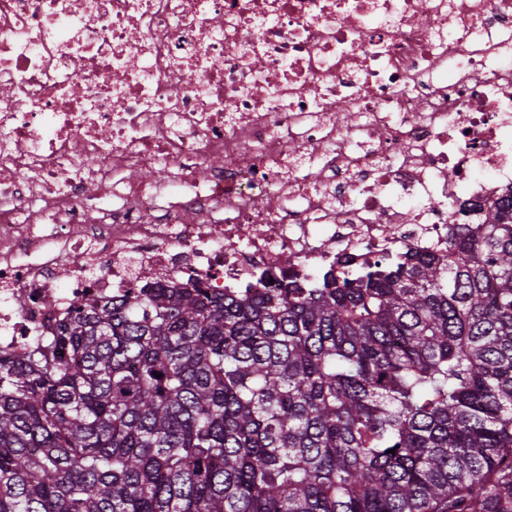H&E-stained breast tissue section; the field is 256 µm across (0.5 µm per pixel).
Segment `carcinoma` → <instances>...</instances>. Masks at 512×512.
Returning a JSON list of instances; mask_svg holds the SVG:
<instances>
[{
  "label": "carcinoma",
  "mask_w": 512,
  "mask_h": 512,
  "mask_svg": "<svg viewBox=\"0 0 512 512\" xmlns=\"http://www.w3.org/2000/svg\"><path fill=\"white\" fill-rule=\"evenodd\" d=\"M0 512H512V199L446 256L78 305L0 359Z\"/></svg>",
  "instance_id": "cac0c4a2"
}]
</instances>
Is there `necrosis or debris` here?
I'll list each match as a JSON object with an SVG mask.
<instances>
[{"label": "necrosis or debris", "instance_id": "1", "mask_svg": "<svg viewBox=\"0 0 512 512\" xmlns=\"http://www.w3.org/2000/svg\"><path fill=\"white\" fill-rule=\"evenodd\" d=\"M511 193L512 0H0V352L145 283L442 255Z\"/></svg>", "mask_w": 512, "mask_h": 512}]
</instances>
